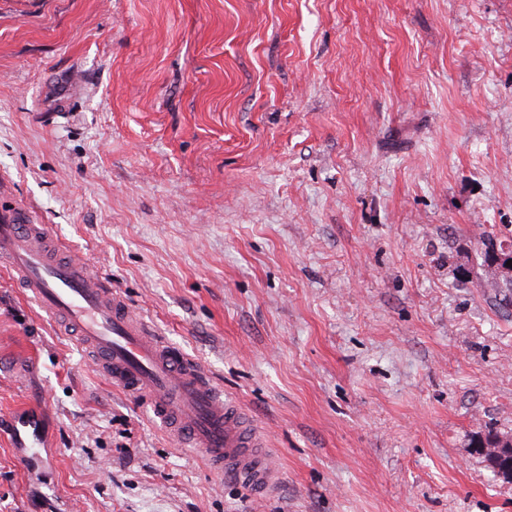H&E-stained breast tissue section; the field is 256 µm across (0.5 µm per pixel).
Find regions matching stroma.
<instances>
[{"label":"stroma","instance_id":"35a3bbf8","mask_svg":"<svg viewBox=\"0 0 512 512\" xmlns=\"http://www.w3.org/2000/svg\"><path fill=\"white\" fill-rule=\"evenodd\" d=\"M23 206L237 401L257 496L0 264V512H512V0H0ZM465 281H457L459 270ZM504 242H508L512 246L511 229L500 230L499 234L494 231L482 234L478 242L476 259L480 258L484 263L494 264L498 259L497 252L502 253ZM500 435L497 431L493 429H488L483 434L479 435L474 441V448H478V452L485 457L487 463L490 466L495 465L497 462L508 459L509 467L505 470H501L496 467V471L498 475H502L503 477L511 476L512 469V441L509 439H501L496 442V447L494 448H480L484 444L491 443L492 439L498 438ZM511 463V466H510Z\"/></svg>","mask_w":512,"mask_h":512}]
</instances>
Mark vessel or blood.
I'll use <instances>...</instances> for the list:
<instances>
[{
    "instance_id": "b4317fda",
    "label": "vessel or blood",
    "mask_w": 512,
    "mask_h": 512,
    "mask_svg": "<svg viewBox=\"0 0 512 512\" xmlns=\"http://www.w3.org/2000/svg\"><path fill=\"white\" fill-rule=\"evenodd\" d=\"M0 259L38 306L74 331L114 386L144 399L183 445L256 492L276 486L278 465L262 433L225 399L197 362L167 344L89 262L50 239L25 208L0 212Z\"/></svg>"
}]
</instances>
